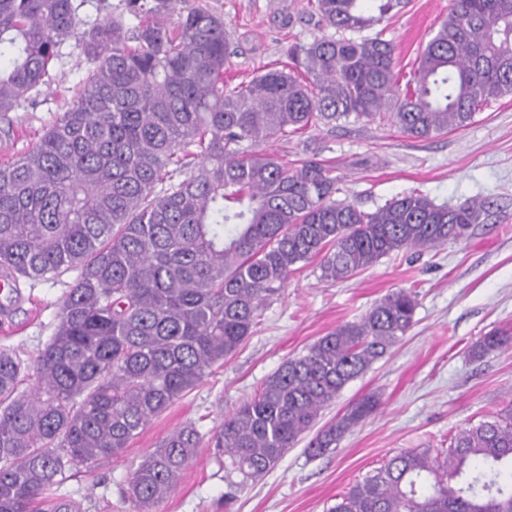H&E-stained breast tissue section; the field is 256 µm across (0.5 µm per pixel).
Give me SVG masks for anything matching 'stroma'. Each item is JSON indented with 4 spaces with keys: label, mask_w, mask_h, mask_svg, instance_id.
Wrapping results in <instances>:
<instances>
[{
    "label": "stroma",
    "mask_w": 512,
    "mask_h": 512,
    "mask_svg": "<svg viewBox=\"0 0 512 512\" xmlns=\"http://www.w3.org/2000/svg\"><path fill=\"white\" fill-rule=\"evenodd\" d=\"M223 16L234 53L228 86L266 68H285V49L329 35L312 18L308 0H188ZM448 0H406L380 23L396 47L395 69L408 79ZM86 70L66 43L39 91L0 115V163L24 156L64 112ZM296 166L315 158L334 167L341 197L371 212L411 191L435 204L478 198L486 210L464 241L433 249H403L349 280H321L317 261L293 273L263 311L253 333L203 386L152 419L120 455L68 478L59 493L81 512H135L129 476L141 457L176 428L191 423L210 435L225 414L254 397L288 357L306 353L337 325L364 316L391 291L414 292L415 323L389 353L350 382L322 411L327 423L348 404L374 392L379 410L347 433L336 449L313 458L304 443L290 448L265 476L236 485L202 444L177 489L155 512H327L339 494L390 456L407 448L449 447L459 431L512 402V345L476 360L471 345L489 332L512 330V95L481 107L460 130L415 139L389 124L339 122L273 143ZM73 273L21 283L0 303V347L34 359L59 321Z\"/></svg>",
    "instance_id": "stroma-1"
}]
</instances>
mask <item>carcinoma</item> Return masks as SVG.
Returning <instances> with one entry per match:
<instances>
[{
    "label": "carcinoma",
    "mask_w": 512,
    "mask_h": 512,
    "mask_svg": "<svg viewBox=\"0 0 512 512\" xmlns=\"http://www.w3.org/2000/svg\"><path fill=\"white\" fill-rule=\"evenodd\" d=\"M182 0H121L80 31L74 0H0V112L46 84L75 40L86 75L38 145L0 165V274L12 287L76 272L59 322L32 362L0 348V512H32L79 468L120 454L155 417L223 366L299 264L347 280L406 248L468 239L477 198L448 208L415 191L365 212L340 199L316 159L287 168L278 139L340 120H379L430 139L512 94V0H450L406 84L379 31L286 48L288 70L224 84L226 23ZM309 0L322 25L360 33L402 0ZM417 302L393 291L290 357L224 416L211 445L256 480L322 409L398 344ZM512 344L493 331L481 358ZM36 385L19 391L24 372ZM367 393L320 428L319 457L371 416ZM202 436L185 425L128 482L137 512L170 495ZM329 512H512V403L462 430L445 456L412 448L353 485Z\"/></svg>",
    "instance_id": "carcinoma-1"
}]
</instances>
